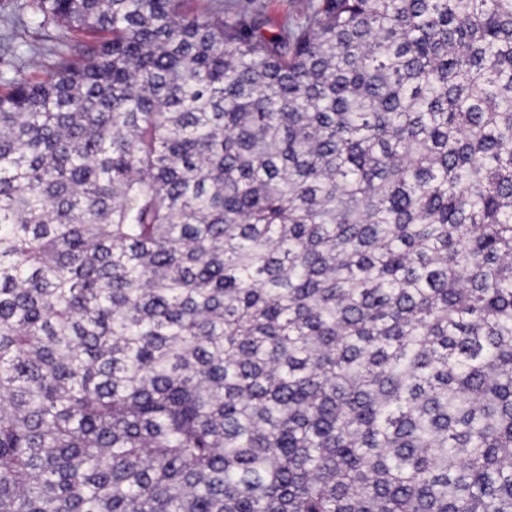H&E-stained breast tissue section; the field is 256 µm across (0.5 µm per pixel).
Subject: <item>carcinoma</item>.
<instances>
[{"mask_svg":"<svg viewBox=\"0 0 512 512\" xmlns=\"http://www.w3.org/2000/svg\"><path fill=\"white\" fill-rule=\"evenodd\" d=\"M26 0L0 91V512H512V0ZM22 0H0V37L2 34V48L0 46V54H13L17 57L16 64L20 67L25 75L30 77H43L49 71V64L51 62V55L45 52V55H33L32 50L35 48H52L58 43H61L66 36V28L62 26L50 27L43 33L44 39L34 41L31 36L27 38L16 37L17 25L15 14V3ZM20 29V28H19ZM32 44L30 47L26 45ZM4 46V48H3ZM199 6L214 9L224 8V17H236L249 22L260 17L267 34L280 31L284 27L295 28L302 25L313 5L320 0H196Z\"/></svg>","mask_w":512,"mask_h":512,"instance_id":"cac0c4a2","label":"carcinoma"}]
</instances>
